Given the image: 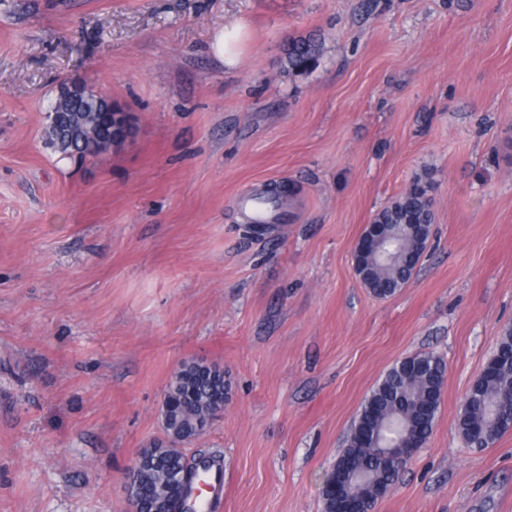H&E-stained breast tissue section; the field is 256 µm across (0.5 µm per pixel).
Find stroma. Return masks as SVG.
Returning <instances> with one entry per match:
<instances>
[{"label":"stroma","instance_id":"obj_1","mask_svg":"<svg viewBox=\"0 0 512 512\" xmlns=\"http://www.w3.org/2000/svg\"><path fill=\"white\" fill-rule=\"evenodd\" d=\"M65 80L133 136L61 158ZM419 176L428 246L376 298L355 244ZM276 187L246 233L236 200ZM510 327L512 0H0V512H126L192 360L227 384L184 449L223 461L220 512H323L366 396L422 352L447 366L434 429L374 512H512V430L478 449L456 426ZM322 41L317 35L293 38L284 49V67L288 73H302L310 70L318 61Z\"/></svg>","mask_w":512,"mask_h":512}]
</instances>
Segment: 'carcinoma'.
Instances as JSON below:
<instances>
[{
  "instance_id": "cac0c4a2",
  "label": "carcinoma",
  "mask_w": 512,
  "mask_h": 512,
  "mask_svg": "<svg viewBox=\"0 0 512 512\" xmlns=\"http://www.w3.org/2000/svg\"><path fill=\"white\" fill-rule=\"evenodd\" d=\"M322 41L317 35L293 38L284 49V67L290 73L310 70L318 61ZM112 97L105 91L72 82L59 91L46 127V143L62 156L93 160L111 149L112 130L101 113ZM431 184L418 177L393 202L379 210L375 224L395 225L401 230L398 242L400 260L382 266L367 259L365 275L383 285L381 293L392 296L410 280L414 269L407 266V255L427 244L432 224ZM500 377L496 382H479L468 389L457 421L458 432L471 448H484L512 429V328L497 344ZM446 364L433 353H420L403 359L387 370L365 400L354 426H365L382 442L391 435L390 424L401 423L403 435L426 443L432 434L437 410L427 411L429 400L440 401V387ZM167 396L171 402L166 425L187 434H200L204 425L224 406V371L203 364H184L173 374ZM350 462L355 471L346 491L376 503L390 491L404 468L399 460L378 455L376 448H356L346 440L338 457ZM184 470L181 452L172 448L156 465L140 472V485L148 503L168 495L176 476Z\"/></svg>"
}]
</instances>
